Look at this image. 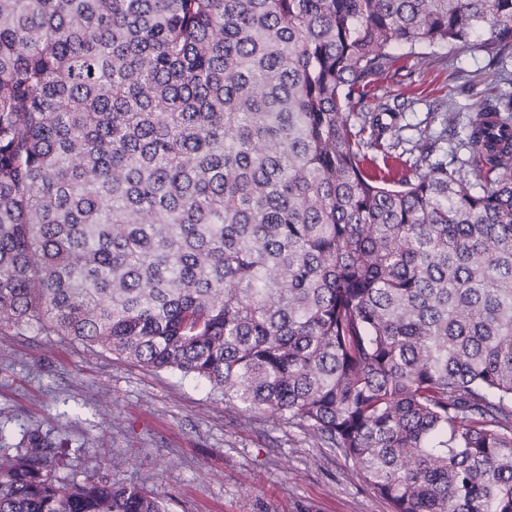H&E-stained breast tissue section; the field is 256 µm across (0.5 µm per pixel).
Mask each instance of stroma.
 Returning a JSON list of instances; mask_svg holds the SVG:
<instances>
[{
	"label": "stroma",
	"mask_w": 512,
	"mask_h": 512,
	"mask_svg": "<svg viewBox=\"0 0 512 512\" xmlns=\"http://www.w3.org/2000/svg\"><path fill=\"white\" fill-rule=\"evenodd\" d=\"M381 94L407 100L399 150L421 131L465 160L481 95L504 90L512 57L477 46L398 62ZM40 422L81 444L65 475L113 478L162 498L169 512H389L345 459L271 416L245 417L189 378L29 331L0 337V420ZM120 466H113L112 457Z\"/></svg>",
	"instance_id": "1"
}]
</instances>
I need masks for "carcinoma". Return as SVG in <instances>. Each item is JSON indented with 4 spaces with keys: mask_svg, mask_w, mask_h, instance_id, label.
<instances>
[{
    "mask_svg": "<svg viewBox=\"0 0 512 512\" xmlns=\"http://www.w3.org/2000/svg\"><path fill=\"white\" fill-rule=\"evenodd\" d=\"M473 44L512 0H0V336L190 377L391 512H512V92L467 175L375 95ZM71 447L0 421V512H168Z\"/></svg>",
    "mask_w": 512,
    "mask_h": 512,
    "instance_id": "cac0c4a2",
    "label": "carcinoma"
}]
</instances>
